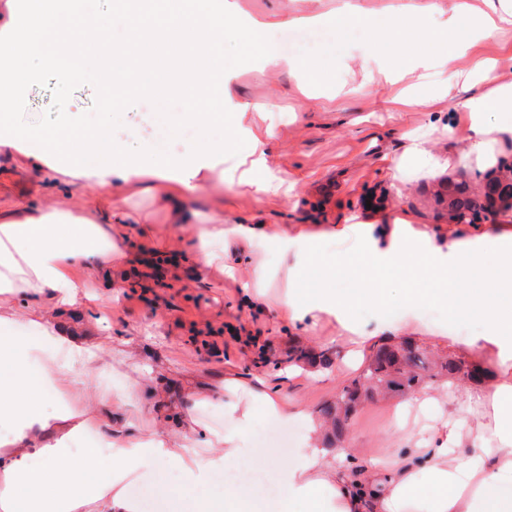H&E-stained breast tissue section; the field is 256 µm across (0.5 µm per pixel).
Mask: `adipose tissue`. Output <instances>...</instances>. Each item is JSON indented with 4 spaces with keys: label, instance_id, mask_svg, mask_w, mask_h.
Here are the masks:
<instances>
[{
    "label": "adipose tissue",
    "instance_id": "1",
    "mask_svg": "<svg viewBox=\"0 0 512 512\" xmlns=\"http://www.w3.org/2000/svg\"><path fill=\"white\" fill-rule=\"evenodd\" d=\"M160 11L157 19L126 14L135 50L114 49L109 58L98 124L87 128L79 112H70L52 136L13 124L17 90L35 64L59 71V92L67 94L83 71V47H111V14L98 0H0V155L27 158L56 196L119 183L181 212L187 198L205 189L224 144L197 142L171 158L113 142L112 115L123 108L132 75L154 91L178 92L195 123L202 118L197 92L214 81L223 89L222 111L245 109L227 93L224 69L209 65L222 57L226 40L247 34L265 66L292 74L309 68L265 41L268 23L243 22L223 0H186L177 12L162 0ZM448 13L453 46L437 61L405 59L392 39L360 58L363 69L399 81L407 71L435 64L451 69L458 57H468L458 76L472 93L448 116L447 160L425 139L406 140L404 156L417 160L432 181L449 165L492 167L512 146V80L503 76L512 56L500 62L471 52L483 35L512 26V0H449ZM50 140L60 152L47 149ZM357 234L363 242L358 263L367 272L363 297L388 303L383 275L404 273V300L432 299L451 316L479 319L482 341L498 348L491 384L467 392L465 406H451L433 437L414 438L411 447L387 451L365 468L346 455L329 456L320 446L324 421L296 411L286 394L234 376L217 384L183 380L180 405L151 381L90 385V371L108 369L111 339L102 319L88 316L97 299L84 283L112 281V259L126 245L122 215L92 205L78 213L59 203L0 207V419L10 424L0 436V512H141L124 491L127 480L140 477L152 482L169 512H251L266 495L260 478L268 470L286 490L279 512H512V215L500 214L490 230L475 235L449 224L447 240L439 241L414 229L401 209L391 224H361ZM321 237L318 231L295 235L307 258L277 302L290 322L317 310H345L343 294L329 284L339 263L320 255ZM421 279L428 287H418ZM60 387L88 390V408L51 407L49 391ZM254 398L270 420L295 414L303 421L309 438L293 461L246 456L241 432L252 420ZM135 401L164 427L146 434L122 415L121 407ZM211 404L223 405L235 431L196 418L195 407ZM203 446L208 455H200ZM173 469L197 488L195 498L171 488Z\"/></svg>",
    "mask_w": 512,
    "mask_h": 512
}]
</instances>
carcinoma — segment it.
Returning a JSON list of instances; mask_svg holds the SVG:
<instances>
[{
    "label": "carcinoma",
    "mask_w": 512,
    "mask_h": 512,
    "mask_svg": "<svg viewBox=\"0 0 512 512\" xmlns=\"http://www.w3.org/2000/svg\"><path fill=\"white\" fill-rule=\"evenodd\" d=\"M491 182L474 190L460 184L448 199L449 215L457 221L470 224L477 221H494L500 210H512V176L487 173ZM438 376L448 377L452 385L476 381L488 376V371L462 359L448 356L438 362L414 342L406 340L397 345L381 344L371 349V354L356 374L342 387L336 401L321 408L323 417L331 421L334 433L342 435L352 412L362 401L376 394H409L432 383Z\"/></svg>",
    "instance_id": "obj_1"
}]
</instances>
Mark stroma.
<instances>
[{
	"mask_svg": "<svg viewBox=\"0 0 512 512\" xmlns=\"http://www.w3.org/2000/svg\"><path fill=\"white\" fill-rule=\"evenodd\" d=\"M245 18L271 23L270 43L288 56L310 66L319 80L312 99H304L293 75L263 69L252 61L241 41L224 44V66L231 74L229 90L236 101L247 104L237 113L233 137H225L217 122L199 128L203 141L224 143V162L210 175L204 191L186 204L183 223H173L169 212L137 189H115L108 201L113 210L127 214L132 239L126 257L130 261L127 284L117 298L106 299L107 288L88 283V290L104 295L100 314L112 322L113 335L131 340L137 350L127 354L121 345L110 353L113 384L138 377L146 368L163 370L170 398L182 397L181 379L194 375L221 379L246 373L281 389L310 414L334 401L345 380L359 367L352 360L357 331L376 332L377 342L399 343L394 324L413 321L411 338L428 349L456 355L466 361L488 363L480 350L470 349L474 339L465 321L451 318L440 304L424 301L408 305L402 299L404 282L389 278L392 300L381 306L353 297L363 273L348 268L335 286L352 302L346 324L318 314L315 321L289 323L278 310L277 298L285 291L290 274L301 262L295 252H283L277 237L294 229L340 230L339 238L323 243L325 254L342 259L355 256L360 243L353 231L357 224H388L396 206L413 217V226L442 239L448 235L446 199L420 171H413L406 188H399L386 163L399 157L403 137L427 135L433 151L448 155L444 131L456 101L446 99L435 111L416 107L412 99L433 87L453 82L449 70H435L427 78L410 74L390 83L378 73L365 72L356 55L371 48L384 21L402 0H352L360 21L315 26H277L281 13L308 15L335 13L343 0H229ZM97 65L88 61L84 78L71 84L68 98H61V76L39 71L22 85L14 122L17 127L53 130L63 112L81 111L97 119L99 88L94 81ZM155 97L131 87L129 100L114 117L112 131L131 149L151 146L152 107ZM262 150L268 173L283 179L277 191L257 193L240 184L242 162ZM303 179L295 188L287 180ZM38 175L20 157L0 156V203L22 201L38 206L50 202ZM224 211V239L215 251L233 264V275L221 266L200 276L194 262L198 226L194 212ZM240 224H261L266 239L244 243L235 237ZM270 274L265 297L247 300L244 289L262 274ZM327 353L336 367L310 372L300 352ZM402 396L378 397L359 407L345 434L326 443L329 454L346 448L357 451V463L404 447L402 434L393 429L391 417ZM300 420L269 421L262 405H255L253 420L242 436L248 455H273L292 459L301 454L305 440H294L302 430Z\"/></svg>",
	"mask_w": 512,
	"mask_h": 512,
	"instance_id": "obj_1",
	"label": "stroma"
}]
</instances>
